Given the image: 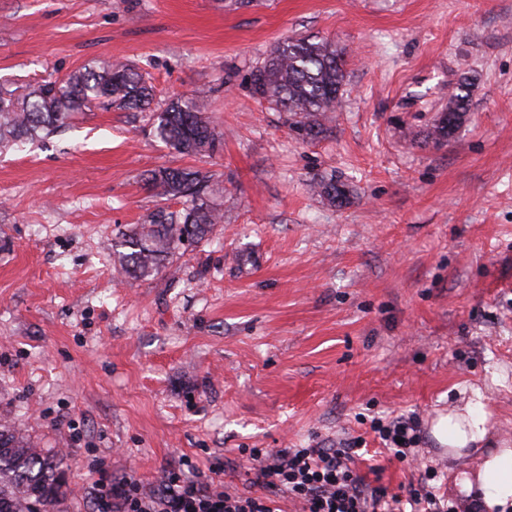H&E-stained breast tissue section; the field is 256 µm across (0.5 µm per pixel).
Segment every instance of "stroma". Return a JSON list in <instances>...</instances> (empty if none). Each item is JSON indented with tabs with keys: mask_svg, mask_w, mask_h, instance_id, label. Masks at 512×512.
<instances>
[{
	"mask_svg": "<svg viewBox=\"0 0 512 512\" xmlns=\"http://www.w3.org/2000/svg\"><path fill=\"white\" fill-rule=\"evenodd\" d=\"M335 42L346 82L299 139L252 92L284 38ZM120 60L152 111L95 108L0 153V426L64 459L58 512H95L100 476L197 480L260 496L254 449L335 448L405 493L428 474L449 504L478 457L444 455L439 414L481 394L483 451L512 448V0H0V84L25 90ZM456 138L423 134L462 74ZM204 96L219 152L173 153L153 110ZM209 176L224 221L146 278L118 231L182 200L144 184ZM336 175V206L311 189ZM415 415L399 460L372 419Z\"/></svg>",
	"mask_w": 512,
	"mask_h": 512,
	"instance_id": "stroma-1",
	"label": "stroma"
}]
</instances>
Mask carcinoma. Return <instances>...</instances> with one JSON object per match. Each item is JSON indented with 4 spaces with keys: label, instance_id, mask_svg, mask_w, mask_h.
Listing matches in <instances>:
<instances>
[{
    "label": "carcinoma",
    "instance_id": "cac0c4a2",
    "mask_svg": "<svg viewBox=\"0 0 512 512\" xmlns=\"http://www.w3.org/2000/svg\"><path fill=\"white\" fill-rule=\"evenodd\" d=\"M342 52L330 40L290 37L279 43L263 66L251 74L253 93L282 112L309 139L327 133L324 119L336 111L346 81ZM474 79L462 75L448 97V106L425 134V141L446 145L471 111ZM153 86L132 66L112 62L84 67L63 78L38 84L19 96L0 88V149L34 144L64 127L80 112L97 106L149 110ZM156 137L181 155L210 154L219 136L197 97H181L155 113ZM147 185L185 200L177 212L159 211L121 233L118 263L125 271L148 277L186 241L201 240L222 222L207 197L208 177L179 167L154 170ZM311 189L328 202L343 206L350 191L336 177L313 180ZM61 461L9 430L0 431V512H56L64 495Z\"/></svg>",
    "mask_w": 512,
    "mask_h": 512
}]
</instances>
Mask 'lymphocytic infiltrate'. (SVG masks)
<instances>
[{
	"label": "lymphocytic infiltrate",
	"instance_id": "f902f5d3",
	"mask_svg": "<svg viewBox=\"0 0 512 512\" xmlns=\"http://www.w3.org/2000/svg\"><path fill=\"white\" fill-rule=\"evenodd\" d=\"M395 457L414 453L421 440L416 417L400 415L373 426ZM350 448H281L255 456L263 497L232 494L223 484L201 483L173 473L158 487L144 489L128 478L99 479L92 486L97 512H280L277 499L299 500L303 512H446L426 479L406 495L374 486L352 468Z\"/></svg>",
	"mask_w": 512,
	"mask_h": 512
}]
</instances>
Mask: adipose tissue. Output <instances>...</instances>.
I'll list each match as a JSON object with an SVG mask.
<instances>
[{
  "mask_svg": "<svg viewBox=\"0 0 512 512\" xmlns=\"http://www.w3.org/2000/svg\"><path fill=\"white\" fill-rule=\"evenodd\" d=\"M432 434L452 456L482 444L488 430L480 398H471L463 407L440 415L432 426ZM455 485L464 496L479 490L486 512H512V448L483 453L477 469L460 472Z\"/></svg>",
  "mask_w": 512,
  "mask_h": 512,
  "instance_id": "obj_1",
  "label": "adipose tissue"
}]
</instances>
